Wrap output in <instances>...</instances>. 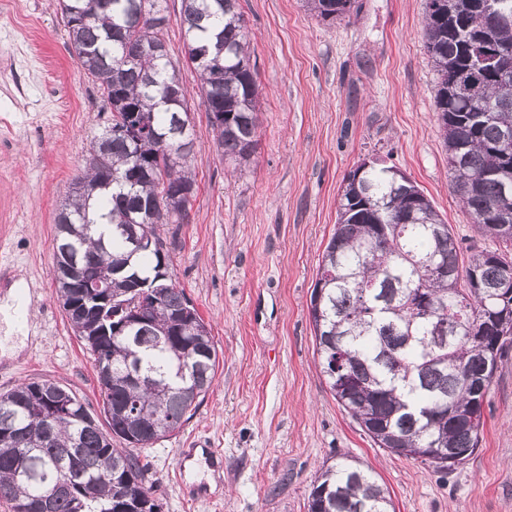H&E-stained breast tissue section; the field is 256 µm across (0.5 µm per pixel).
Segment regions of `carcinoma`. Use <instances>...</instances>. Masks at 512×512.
Masks as SVG:
<instances>
[{"instance_id": "obj_1", "label": "carcinoma", "mask_w": 512, "mask_h": 512, "mask_svg": "<svg viewBox=\"0 0 512 512\" xmlns=\"http://www.w3.org/2000/svg\"><path fill=\"white\" fill-rule=\"evenodd\" d=\"M142 2L59 0L68 50L111 113L55 217L52 243V256L68 248L101 284L73 281L56 294L92 353L109 431L50 380L1 393L0 498L12 512H38L57 483L66 491L51 512H160L145 486L149 464L135 449L179 430L215 378L207 324L184 289L158 281L169 265L159 227L186 217L196 136L194 126L183 128L191 122L187 91L166 51L163 0H148L144 17ZM305 2L329 24L358 10L352 0ZM181 20L185 43L205 52L185 59L199 74L213 143L245 167L255 152L259 84L239 0H181ZM424 38L438 75L449 186L498 247L460 262L450 225L423 190L385 159H364L344 180L309 314L340 406L393 456L457 450V461L435 465L446 472L479 448L483 402L508 348L498 336L512 333V89L503 90V72L512 76V0H426ZM174 131L180 162L164 148L144 157L145 146ZM420 298L430 311L414 307ZM81 301L84 313L67 310ZM188 343L205 353L180 358L175 349ZM308 512L395 507L372 472L342 460L317 478Z\"/></svg>"}]
</instances>
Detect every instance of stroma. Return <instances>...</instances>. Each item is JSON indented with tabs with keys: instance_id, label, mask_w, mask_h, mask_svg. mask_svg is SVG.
Listing matches in <instances>:
<instances>
[{
	"instance_id": "stroma-1",
	"label": "stroma",
	"mask_w": 512,
	"mask_h": 512,
	"mask_svg": "<svg viewBox=\"0 0 512 512\" xmlns=\"http://www.w3.org/2000/svg\"><path fill=\"white\" fill-rule=\"evenodd\" d=\"M326 24L303 0H240L260 85L249 166L215 151L189 67L195 193L162 237L169 273L207 323L213 385L173 436L144 449L161 512H308L322 467L372 469L396 512H512V348L484 400L480 448L439 472L378 448L339 406L318 365L309 317L319 259L344 178L388 157L431 198L463 252L491 247L452 195L423 43L425 0H357ZM68 50L57 0H0V306L22 298L25 328L0 321V393L50 380L98 412L94 361L55 294L54 216L107 123ZM209 438L223 475L194 474L181 448ZM204 486L206 499L187 497Z\"/></svg>"
}]
</instances>
